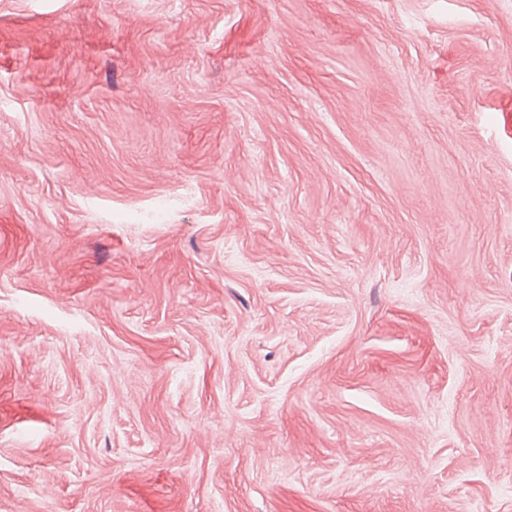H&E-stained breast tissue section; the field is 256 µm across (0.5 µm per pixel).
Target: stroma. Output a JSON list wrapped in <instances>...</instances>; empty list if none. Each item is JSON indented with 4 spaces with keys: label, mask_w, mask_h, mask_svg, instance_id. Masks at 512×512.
<instances>
[{
    "label": "stroma",
    "mask_w": 512,
    "mask_h": 512,
    "mask_svg": "<svg viewBox=\"0 0 512 512\" xmlns=\"http://www.w3.org/2000/svg\"><path fill=\"white\" fill-rule=\"evenodd\" d=\"M0 512H512V0H0Z\"/></svg>",
    "instance_id": "stroma-1"
}]
</instances>
